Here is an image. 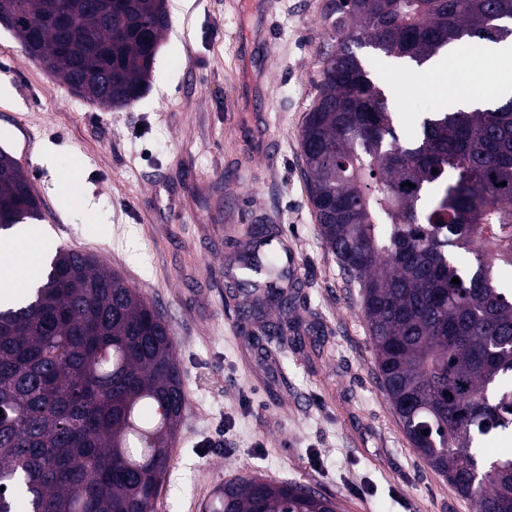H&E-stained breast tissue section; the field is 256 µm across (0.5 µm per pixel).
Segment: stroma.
Wrapping results in <instances>:
<instances>
[{
  "instance_id": "1",
  "label": "stroma",
  "mask_w": 512,
  "mask_h": 512,
  "mask_svg": "<svg viewBox=\"0 0 512 512\" xmlns=\"http://www.w3.org/2000/svg\"><path fill=\"white\" fill-rule=\"evenodd\" d=\"M327 0H167L171 26L141 100L74 95L0 25V148L18 156L52 246L95 255L170 323L187 416L154 512H199L240 475L310 486L343 512H473L418 456L384 395L356 283L325 244L300 135L316 93ZM413 135L450 100L437 74L373 65ZM455 97L497 80L461 49ZM277 151L267 156L266 144ZM52 150L51 165L37 151ZM79 179L74 202L60 188ZM250 224L294 256L298 346L264 344L226 269Z\"/></svg>"
}]
</instances>
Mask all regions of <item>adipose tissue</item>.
I'll use <instances>...</instances> for the list:
<instances>
[{
	"label": "adipose tissue",
	"instance_id": "obj_1",
	"mask_svg": "<svg viewBox=\"0 0 512 512\" xmlns=\"http://www.w3.org/2000/svg\"><path fill=\"white\" fill-rule=\"evenodd\" d=\"M44 242L38 230H30L25 242L0 244V270L8 275L6 285L0 286V297H20L34 283V269L40 261Z\"/></svg>",
	"mask_w": 512,
	"mask_h": 512
}]
</instances>
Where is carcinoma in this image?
Here are the masks:
<instances>
[{"mask_svg":"<svg viewBox=\"0 0 512 512\" xmlns=\"http://www.w3.org/2000/svg\"><path fill=\"white\" fill-rule=\"evenodd\" d=\"M331 3L301 132L321 234L360 288L374 365L412 447L474 512H512V455L482 450L485 436L512 431V289L494 276L512 268V94L434 112L404 140L366 62L422 67L512 37V0ZM61 12L71 36L53 23ZM159 14L166 0H0L21 51L107 109L144 93L168 31ZM39 217L20 162L0 150V231ZM246 237L266 249L244 262L245 318L275 308L264 328L295 340L272 232L253 224ZM459 250L472 255L466 268ZM185 415L167 322L93 256L55 249L34 294L0 305V512L20 497L28 512H153ZM337 509L309 487L246 475L224 482L207 512Z\"/></svg>","mask_w":512,"mask_h":512,"instance_id":"obj_1","label":"carcinoma"}]
</instances>
